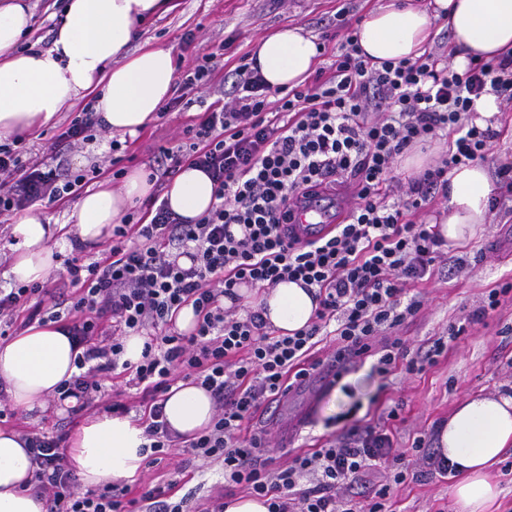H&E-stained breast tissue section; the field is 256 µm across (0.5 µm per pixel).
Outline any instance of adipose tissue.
I'll list each match as a JSON object with an SVG mask.
<instances>
[{
    "label": "adipose tissue",
    "mask_w": 512,
    "mask_h": 512,
    "mask_svg": "<svg viewBox=\"0 0 512 512\" xmlns=\"http://www.w3.org/2000/svg\"><path fill=\"white\" fill-rule=\"evenodd\" d=\"M170 8V0H67L50 48L24 54L17 43L33 25L31 8L26 0H0V136L46 126L89 93L96 94L95 108L112 132L133 136L146 128L172 95L175 63L170 50L134 52L130 44L141 24ZM438 19L452 35L457 71L512 53V0H432L428 7L416 0H381L359 22L358 43L374 62L415 59L424 53ZM318 55L314 37L300 26L259 37L252 52L274 90L304 84ZM152 190L149 175L135 169L125 174L120 189L103 184L80 196L72 214L74 229L50 223L39 212L20 216L10 231L9 279L26 285L44 281L72 240L99 244L127 206ZM490 193L482 163L449 172L448 213L438 226L449 246L474 238L489 223ZM164 198L174 213L193 222L214 204V184L187 164ZM260 302L271 329L281 335L302 329L316 308L312 296L289 281L265 290ZM75 356L60 324L35 322L0 343V381L18 409L40 414L56 387L77 375ZM163 414L173 437L185 441L211 425L213 399L200 385L181 381L168 391ZM146 442L143 426L133 417L100 413L86 418L64 453L83 484L95 487L133 479L143 467ZM437 446L456 467L453 495L459 512H488L500 494L490 471L512 447V395L465 400L440 427ZM34 470L20 433L0 428V512H47L31 489Z\"/></svg>",
    "instance_id": "adipose-tissue-1"
}]
</instances>
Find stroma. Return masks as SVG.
Masks as SVG:
<instances>
[{
  "mask_svg": "<svg viewBox=\"0 0 512 512\" xmlns=\"http://www.w3.org/2000/svg\"><path fill=\"white\" fill-rule=\"evenodd\" d=\"M174 9L149 20L133 45L148 44L171 50L177 69L211 52L221 53L222 69L199 95L201 104L185 109L158 112L156 119L137 136L129 138L121 168L152 171L160 149L174 148L184 140L183 130L202 113L206 104L224 96V75L250 54L258 36L277 27L301 23L315 37L335 24L340 0H174ZM193 32L192 43H183L184 32ZM447 265L464 264V273L432 278L416 285L424 306L408 320L399 335L410 348L426 344L449 323L458 321L475 309L485 290L512 279V202H506L491 214L485 232L462 246L443 250ZM512 325V301L473 326L467 335L452 342L437 365L424 375L408 378L395 374L386 378L373 373L368 361H355L335 384L294 399L292 410L302 411L305 424L288 448L273 446L277 462H285L297 453L315 448L336 438L353 425L373 421L390 405L400 404L402 422L398 426L399 447H410L423 435L434 439L439 423L447 420L461 401L475 393L495 395L512 391V334H503ZM83 415H72L68 405L49 400L48 409L34 417L18 413L11 422L19 429L51 428L65 425L74 432ZM454 476L427 475L392 488L389 506L392 512H455L452 488Z\"/></svg>",
  "mask_w": 512,
  "mask_h": 512,
  "instance_id": "1",
  "label": "stroma"
}]
</instances>
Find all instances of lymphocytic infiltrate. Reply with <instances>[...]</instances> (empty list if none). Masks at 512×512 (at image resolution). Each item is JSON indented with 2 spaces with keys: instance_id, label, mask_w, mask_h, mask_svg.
<instances>
[{
  "instance_id": "f902f5d3",
  "label": "lymphocytic infiltrate",
  "mask_w": 512,
  "mask_h": 512,
  "mask_svg": "<svg viewBox=\"0 0 512 512\" xmlns=\"http://www.w3.org/2000/svg\"><path fill=\"white\" fill-rule=\"evenodd\" d=\"M349 13L344 6L336 14L341 40L328 69L276 97L258 69L241 63L230 73L232 93L187 126L185 144L161 149L156 163L164 174L189 163L211 177L216 202L208 213L190 223L167 203L151 205L149 222L126 218L114 225L99 257L66 259L58 284L0 289V337L42 316L63 323L81 352L74 359L79 373L58 387L59 397L115 415L138 413L149 465L174 447L163 417L166 393L187 380L205 388L214 401L212 425L184 452L219 463L225 484L265 498L268 512H386L393 485L407 479L411 453L426 473L454 471L424 438H414L410 450L396 448L395 406L373 424L275 465L266 431L251 423L280 402L287 382L306 374L319 343L332 342L341 363L373 358L379 376H418L512 297L511 281L486 291L479 306L426 349L410 350L399 335L423 306L411 288L434 276L443 244L435 226L414 216L447 193L449 169L487 160L498 133L473 123V102L493 94L512 108V60L460 73L441 64L437 46L413 60L374 65ZM105 130L89 102L40 154L0 142V217L77 198L101 168L71 175L62 158ZM440 136L448 149L435 165L407 180L394 174L396 156ZM336 183L354 188L342 224L304 246L288 241L287 209L300 195ZM183 255L190 266L180 265ZM284 280L311 290L317 307L304 328L280 336L264 307L237 310V290ZM188 305L194 329L172 332ZM133 333L147 339L136 363L121 358L123 339ZM110 379L123 380V387L107 388ZM22 436L36 465L32 490L48 512H224L223 494L196 504L191 495L177 496L175 479L144 485L137 495L112 482L81 490L66 465V432L33 429Z\"/></svg>"
}]
</instances>
